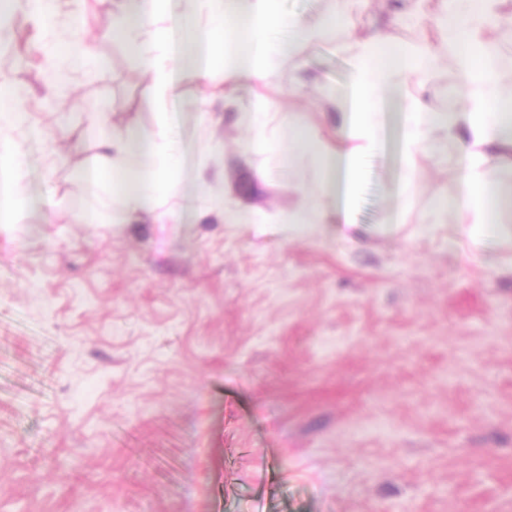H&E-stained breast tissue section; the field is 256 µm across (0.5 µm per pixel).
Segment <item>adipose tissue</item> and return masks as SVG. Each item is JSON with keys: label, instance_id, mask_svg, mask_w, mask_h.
I'll return each instance as SVG.
<instances>
[{"label": "adipose tissue", "instance_id": "obj_1", "mask_svg": "<svg viewBox=\"0 0 512 512\" xmlns=\"http://www.w3.org/2000/svg\"><path fill=\"white\" fill-rule=\"evenodd\" d=\"M11 8L45 19L41 50L53 64L48 87L67 88L73 76L87 69L94 60V48L84 41L65 39L52 18L56 0H5ZM277 0H195L198 12L217 17L233 16L237 38L225 46L224 36L213 33L206 55L194 46L191 18L176 13L177 0H118L112 14V31L139 57L150 83V102L180 93V67L193 68L200 78L213 71L232 67L236 77L268 80L279 62L292 55L288 44L267 42L268 28L283 24L275 9ZM497 15L457 9L448 13L446 50L458 75L462 100L459 111L440 116L427 111L418 100L403 96L399 87L389 86L387 78L396 73L418 78L438 60L427 47L413 51L390 50L388 43L373 38L363 43L343 42V50L353 52L357 65L351 80L335 93L333 104L341 115L335 148L323 146L312 133L293 126L287 113H280L276 132L279 140H295L322 171L315 206L331 205L337 223L349 221L345 201L339 200L340 179L354 177L361 157L383 144L378 133L380 115L375 106L382 91H389V103L400 115L397 145L402 162L398 209L406 211L417 194L415 166L418 156L434 153L429 132L445 126L456 149L459 192L451 209L454 222L465 243L479 244L499 236L498 224L504 199L493 178L491 148L512 149V97L499 95L497 80L503 60L496 46L485 39V32L497 27ZM25 88L0 83V179L18 183L25 175L24 140L14 138L13 130L26 123L23 113L12 110L24 99ZM92 165L82 172L84 181L99 188L109 199H120L122 209L112 214L115 224L126 218L147 214L160 224H173L179 218L174 209L159 207V196L177 191L181 174L174 163L180 145L168 129L136 133L128 140H106L98 145Z\"/></svg>", "mask_w": 512, "mask_h": 512}]
</instances>
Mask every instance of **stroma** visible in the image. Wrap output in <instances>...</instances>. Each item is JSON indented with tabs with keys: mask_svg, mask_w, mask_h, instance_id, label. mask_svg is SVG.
I'll return each mask as SVG.
<instances>
[{
	"mask_svg": "<svg viewBox=\"0 0 512 512\" xmlns=\"http://www.w3.org/2000/svg\"><path fill=\"white\" fill-rule=\"evenodd\" d=\"M112 0H57L99 65L51 96L23 13L0 26V81L27 88L34 131L22 191L0 228V512H512V206L501 235L460 249L435 213L455 156L418 163L394 221L401 159L365 158L355 228L290 225L321 173L251 148L258 100L335 144L332 92L354 68L335 39L298 48L277 79L183 68L187 96L146 106ZM346 33L442 50L448 0H281ZM409 89L459 108L442 63ZM207 118H200V111ZM167 121L184 174H202L176 224L87 223L77 179L101 137ZM248 210L252 224L228 221Z\"/></svg>",
	"mask_w": 512,
	"mask_h": 512,
	"instance_id": "obj_1",
	"label": "stroma"
}]
</instances>
